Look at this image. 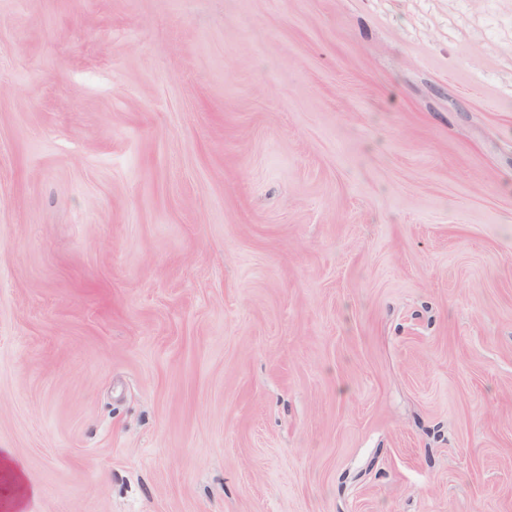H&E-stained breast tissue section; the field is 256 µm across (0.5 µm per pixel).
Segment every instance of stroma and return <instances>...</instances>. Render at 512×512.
<instances>
[{
	"instance_id": "stroma-1",
	"label": "stroma",
	"mask_w": 512,
	"mask_h": 512,
	"mask_svg": "<svg viewBox=\"0 0 512 512\" xmlns=\"http://www.w3.org/2000/svg\"><path fill=\"white\" fill-rule=\"evenodd\" d=\"M0 448L26 512H512V0H0Z\"/></svg>"
}]
</instances>
